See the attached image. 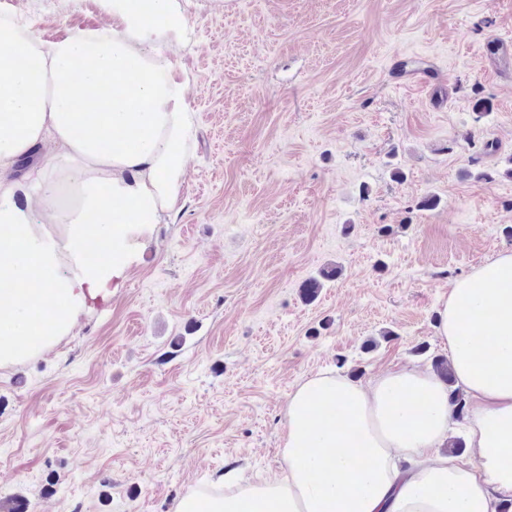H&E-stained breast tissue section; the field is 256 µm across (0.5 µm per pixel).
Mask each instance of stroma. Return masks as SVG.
<instances>
[{"label":"stroma","instance_id":"obj_1","mask_svg":"<svg viewBox=\"0 0 512 512\" xmlns=\"http://www.w3.org/2000/svg\"><path fill=\"white\" fill-rule=\"evenodd\" d=\"M1 14L46 43L112 24L102 0ZM187 26L179 209L111 303L0 368V501L27 512H176L226 471L282 476L302 381L430 369L451 283L512 253V57L479 55L512 42V0H195Z\"/></svg>","mask_w":512,"mask_h":512}]
</instances>
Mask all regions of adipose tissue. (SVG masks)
I'll list each match as a JSON object with an SVG mask.
<instances>
[{"instance_id":"obj_1","label":"adipose tissue","mask_w":512,"mask_h":512,"mask_svg":"<svg viewBox=\"0 0 512 512\" xmlns=\"http://www.w3.org/2000/svg\"><path fill=\"white\" fill-rule=\"evenodd\" d=\"M142 2L103 0L111 28L52 43L0 19V367L111 300L179 202L195 134L173 55L184 0ZM103 79L99 111H75L77 91ZM47 142L52 159L14 180ZM19 193L47 221L29 220ZM438 316L454 385L416 367L309 378L288 403L287 476L242 484L228 472L223 497L188 496L177 512H495L512 498V253L455 280ZM454 387L468 400L465 457L441 452Z\"/></svg>"}]
</instances>
